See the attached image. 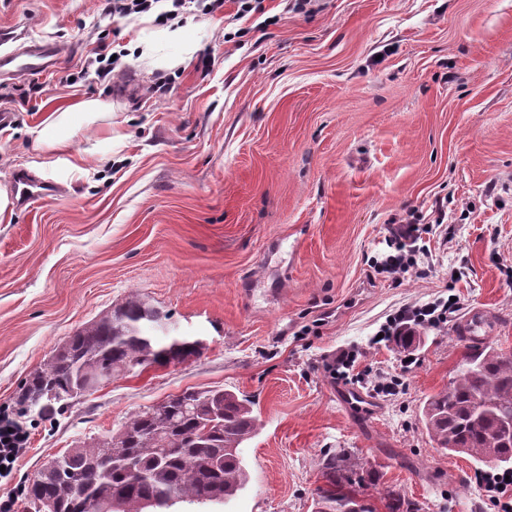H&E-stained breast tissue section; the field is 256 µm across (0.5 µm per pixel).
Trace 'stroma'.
Here are the masks:
<instances>
[{
    "label": "stroma",
    "mask_w": 512,
    "mask_h": 512,
    "mask_svg": "<svg viewBox=\"0 0 512 512\" xmlns=\"http://www.w3.org/2000/svg\"><path fill=\"white\" fill-rule=\"evenodd\" d=\"M294 2L266 0L264 25L237 18L234 0L183 12L188 54L152 11L0 0L1 28L24 20L62 50L46 75L0 79V188L27 170L56 189L0 217V409L19 412L28 374L134 294L206 345L113 379L57 422L23 416L30 444L0 497L131 414L220 387L261 417L242 450L249 482L172 512H312L318 462L339 448L420 512H500L485 466L434 448L420 410L466 352L461 313L492 309V341L512 351V0ZM140 43L150 55L128 64ZM101 54L114 58L104 77L87 68ZM88 99L111 115L75 130L83 171L56 167L32 131ZM410 215L433 225L422 263L398 280L375 273ZM451 295L457 313L421 328L411 364L374 343L400 308ZM344 352L356 360L337 380ZM378 375L398 379L394 394H373ZM351 388L373 410L349 404Z\"/></svg>",
    "instance_id": "35a3bbf8"
}]
</instances>
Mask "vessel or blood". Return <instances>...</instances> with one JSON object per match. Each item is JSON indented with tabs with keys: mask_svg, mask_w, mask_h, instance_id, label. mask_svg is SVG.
Masks as SVG:
<instances>
[{
	"mask_svg": "<svg viewBox=\"0 0 512 512\" xmlns=\"http://www.w3.org/2000/svg\"><path fill=\"white\" fill-rule=\"evenodd\" d=\"M19 35L12 29L0 30V77L24 78L46 74L57 65L61 50L49 41L30 42L19 45ZM13 191L21 203H29L36 195L49 196L52 186L39 182L30 173H19L13 181ZM496 317L485 307L471 308L457 324V334L462 342L471 348L485 344L494 332Z\"/></svg>",
	"mask_w": 512,
	"mask_h": 512,
	"instance_id": "1",
	"label": "vessel or blood"
}]
</instances>
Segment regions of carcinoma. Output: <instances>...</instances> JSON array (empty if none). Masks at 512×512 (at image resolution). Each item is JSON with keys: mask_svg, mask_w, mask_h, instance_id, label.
<instances>
[{"mask_svg": "<svg viewBox=\"0 0 512 512\" xmlns=\"http://www.w3.org/2000/svg\"><path fill=\"white\" fill-rule=\"evenodd\" d=\"M162 313L135 295L74 332L20 386L18 403L40 417L63 416L85 396V386L112 381L134 368H165L200 356L199 340L154 336L149 327ZM420 332L392 337L403 353L420 344ZM512 415V354L492 345L464 356L448 387L431 395L421 421L435 447L478 462L512 469V439L501 420ZM261 427L253 403L221 388H187L158 409L131 415L115 432L56 455L27 482L25 512L54 501L57 512H85L83 502L110 501L114 512H169L178 502H223L248 483L242 445ZM325 485L314 512H377L364 496V466L341 450L318 464ZM92 479L84 493L72 481ZM386 512H419L399 492L384 495Z\"/></svg>", "mask_w": 512, "mask_h": 512, "instance_id": "carcinoma-1", "label": "carcinoma"}]
</instances>
